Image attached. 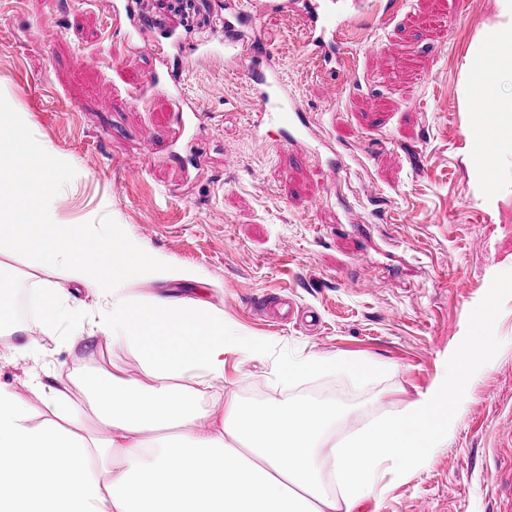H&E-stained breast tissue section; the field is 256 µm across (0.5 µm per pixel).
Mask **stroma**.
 Returning a JSON list of instances; mask_svg holds the SVG:
<instances>
[{"mask_svg":"<svg viewBox=\"0 0 512 512\" xmlns=\"http://www.w3.org/2000/svg\"><path fill=\"white\" fill-rule=\"evenodd\" d=\"M151 2L178 28L182 91L200 112L177 141L164 92L128 99L161 63L155 39L133 36L126 19L110 25L114 0H0V111L63 163L58 222L120 225L198 276L159 290L222 309L275 350L385 362L360 386L329 371L290 389L271 360L224 364V390L243 402L326 394L360 425L444 378L475 309L495 299L500 347L478 366L454 433L422 467L387 471L380 497L354 512H512V292L493 286L512 273V183L490 191L475 177L479 115L461 98V66L495 20L494 0H399L381 22L352 13V78L332 97L301 26L263 18L289 92L316 121L297 150L245 136L257 102L223 55L189 57L225 0H189L185 16L174 0ZM323 140L347 163L343 176L312 157ZM24 307L39 350L19 356L0 335V383L115 366L145 381L126 348L69 345L65 330L43 329L35 302Z\"/></svg>","mask_w":512,"mask_h":512,"instance_id":"obj_1","label":"stroma"}]
</instances>
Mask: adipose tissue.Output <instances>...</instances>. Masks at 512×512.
Wrapping results in <instances>:
<instances>
[{
    "instance_id": "1",
    "label": "adipose tissue",
    "mask_w": 512,
    "mask_h": 512,
    "mask_svg": "<svg viewBox=\"0 0 512 512\" xmlns=\"http://www.w3.org/2000/svg\"><path fill=\"white\" fill-rule=\"evenodd\" d=\"M496 8V21L465 58L462 97L481 114L474 173L499 183L512 164V0H496ZM3 169L22 175L25 186L0 188V331L22 336L21 353L37 352L16 319L20 276L7 259L20 253L29 273L45 276L37 302L49 329L67 328L76 343L128 349L153 383H133L122 368L83 378L91 413L78 433L66 426L69 376L56 374L50 389L35 378L0 384V512H352L377 494L385 467L409 472L453 433V409L472 385L474 360L498 351L497 307L486 301L472 318L467 353L453 355L444 380L339 443L328 430L347 417L331 403L247 405L232 394L207 402L228 355L240 364L272 359L285 387L330 369L363 384L381 366L338 354L273 358L268 341L226 323L223 312L142 292L150 281L196 275L120 229L59 223L60 163L5 112ZM72 285L95 293L96 311L68 303ZM37 402L48 420L34 421Z\"/></svg>"
}]
</instances>
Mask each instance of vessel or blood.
I'll list each match as a JSON object with an SVG mask.
<instances>
[{
    "label": "vessel or blood",
    "instance_id": "obj_1",
    "mask_svg": "<svg viewBox=\"0 0 512 512\" xmlns=\"http://www.w3.org/2000/svg\"><path fill=\"white\" fill-rule=\"evenodd\" d=\"M394 0H326L323 9H316L311 0H305L302 8L294 10L286 0H236L233 11L226 16H216L214 28L220 29L219 42L202 41L195 46L198 55L208 56L216 49H223L228 66L244 72L251 84L258 102V109L252 120L245 126V135L253 140H262L277 135L279 141L299 144L313 127L309 115L299 104H292L281 96L285 84L277 67L272 66L273 50L261 39L260 34L244 38L240 31L243 21H257L268 12H294L296 18L307 28L311 44L324 48L335 46L333 54L322 57L324 71L333 74L336 68H349L350 56L344 45L347 30V17L351 11L371 10L386 16L395 9ZM183 67L173 62L167 67L166 75L149 73L143 87L129 94L130 101H143L147 91L165 89L172 101L173 121L169 129L171 137H180L185 128V119L181 105L182 94L178 80Z\"/></svg>",
    "mask_w": 512,
    "mask_h": 512
}]
</instances>
